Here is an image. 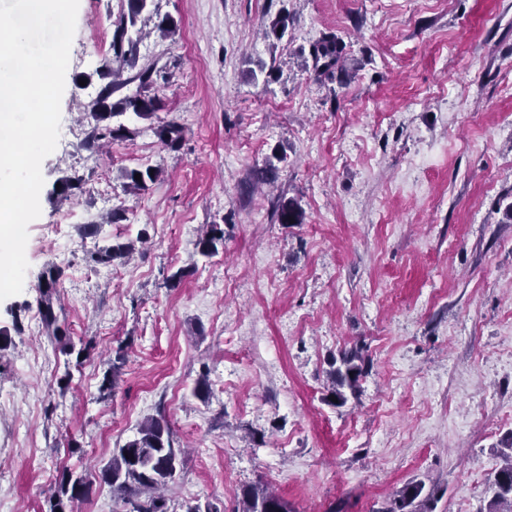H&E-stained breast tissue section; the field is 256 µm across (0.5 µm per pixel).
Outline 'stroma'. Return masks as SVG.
Returning a JSON list of instances; mask_svg holds the SVG:
<instances>
[{"label":"stroma","instance_id":"stroma-1","mask_svg":"<svg viewBox=\"0 0 512 512\" xmlns=\"http://www.w3.org/2000/svg\"><path fill=\"white\" fill-rule=\"evenodd\" d=\"M155 3L177 28L138 58L165 108L121 116L131 137L93 153L83 110L100 82L79 78L111 62L127 2L79 0L24 288L0 301V512H49L66 469L95 478L73 512H121L98 476L161 413L184 450L171 512H234L249 485L288 512H374L410 481L430 512H497L489 482L512 446V0ZM284 9L287 35L264 37ZM327 35L345 54L321 73L310 52ZM169 119L176 151L155 134ZM148 165L161 178L125 192L120 169ZM288 199L302 223L274 218ZM206 224L224 230L208 257ZM139 239L132 259H91ZM53 275L55 337L35 317ZM357 346L369 370L335 404L330 363Z\"/></svg>","mask_w":512,"mask_h":512}]
</instances>
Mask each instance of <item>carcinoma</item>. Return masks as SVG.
<instances>
[{"label":"carcinoma","instance_id":"1","mask_svg":"<svg viewBox=\"0 0 512 512\" xmlns=\"http://www.w3.org/2000/svg\"><path fill=\"white\" fill-rule=\"evenodd\" d=\"M153 2L154 0H128V12L120 15L114 22L112 65L105 64L95 71L97 77L106 81V84L87 104V111L95 121L91 134L83 143V147L88 150H99L114 141L130 137L131 131L125 125L114 126L110 120L128 112L148 120L165 108L160 97L148 93L155 67L149 65L137 68V44L142 39L144 26L149 22L153 23V29L163 37L172 34L176 28L174 19L168 15H160L153 7ZM344 50V44L330 35L312 47L311 56L316 68L325 72L339 64ZM125 69L136 71L135 79L139 80L141 90L115 102L112 100V93L119 84L116 77ZM158 136L164 147L176 149L182 141V127L173 120L168 121L158 128ZM137 173L141 176L139 180L135 179ZM160 175L161 170L153 171L149 166L120 170L123 187L130 192L146 190L148 184L157 181ZM274 216L280 224H298L301 210L297 202L290 199L279 203ZM222 243L224 230L211 224L204 236L198 240L199 252L210 256L217 252V245ZM132 250L130 244L116 245L95 253L92 260L96 263L110 262L126 257ZM55 287L57 277L53 275L45 285L46 294L41 309L43 322L49 328L56 323L51 298ZM367 364L368 360L360 348L343 353L338 361L332 360L334 369L329 371L332 378L330 396L340 404L345 403V390L356 393L359 382L366 373ZM181 454L182 448L175 445L171 424L160 414L144 421L134 439L113 450L112 459L101 472V479L112 487V494L118 497L126 512H168L162 490L174 481ZM92 485L88 475L77 474L69 469L63 470L57 479L51 512H67L70 504L89 496ZM490 489L494 491V499L498 501L512 496V454L497 469ZM422 492L423 484L407 483L396 491L393 499L385 506L371 512H421L419 498ZM239 505L241 508L234 512H288L285 501L259 486L243 489Z\"/></svg>","mask_w":512,"mask_h":512}]
</instances>
